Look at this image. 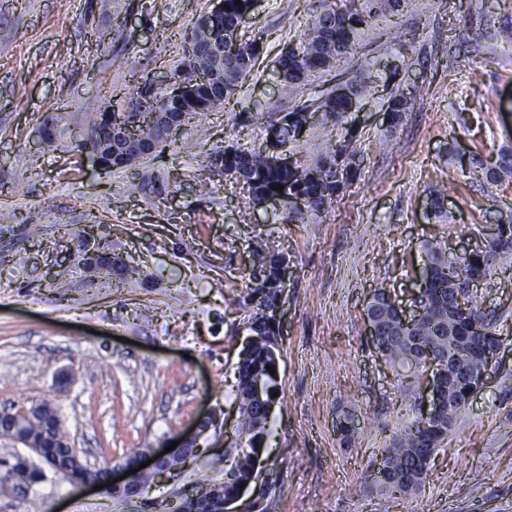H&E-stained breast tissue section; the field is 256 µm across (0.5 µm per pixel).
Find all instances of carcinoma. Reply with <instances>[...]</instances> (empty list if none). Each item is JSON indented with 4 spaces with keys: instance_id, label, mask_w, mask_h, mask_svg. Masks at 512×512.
Wrapping results in <instances>:
<instances>
[{
    "instance_id": "1",
    "label": "carcinoma",
    "mask_w": 512,
    "mask_h": 512,
    "mask_svg": "<svg viewBox=\"0 0 512 512\" xmlns=\"http://www.w3.org/2000/svg\"><path fill=\"white\" fill-rule=\"evenodd\" d=\"M228 11L224 12V34H229L240 19L253 10V0H223ZM404 0H362L360 6L337 10L334 8L315 11L306 37L296 45H288L282 52L288 53V76L281 79L282 89L294 92L310 76L332 68L342 58L352 54L355 43L364 34V29L379 20H386L401 10ZM215 39L210 28L194 24L186 38L184 49L206 50ZM263 52L261 38L249 39L236 46L231 41L224 42V75L217 82L193 83L192 77L178 67L170 71L171 78L188 82L192 87L179 102L162 96L147 98L139 94L134 99L136 115L147 129L156 152H163L172 144V134L154 124L155 112H189L195 116L224 108V103L236 92L238 86L255 67ZM359 92L353 87L331 91L313 104L301 103L291 108L281 118L280 145L297 142L308 124V116L321 112L328 121H340L343 115L358 105ZM414 97L403 92L391 95L388 110L392 119L398 121L410 111ZM351 139L336 142L323 156L309 164L297 160L288 167H276L256 149H240L234 146L224 148L214 158L215 167L224 177L248 186L250 200L255 205L264 203L267 198L301 194L309 198L308 210L315 215L328 211L345 185L357 175L356 151L349 149ZM139 150V145L125 138H115L112 155L100 156L101 165L108 169L122 168L127 158ZM504 175H512V151L501 153L497 168L487 170L486 178L495 181ZM284 186L278 192L272 185ZM512 250L502 248L493 252H473L450 265L444 259L442 246L433 243L423 245L424 262L430 263L432 277L424 280L426 318L412 328H402L393 311V298L386 289L375 290L367 314L377 320L379 341L375 349L382 358L393 365L405 367L406 356L416 351L424 357H433L448 369V351L458 349L457 337L467 336L473 344L481 345L475 352L465 346L464 357L471 364L482 359L486 348L501 345V339L493 328V318L479 308L469 292L463 288L461 274L468 279H482L490 268V261L499 253ZM277 275L270 269L262 280L250 287L243 300L248 313L244 321L246 331L258 337L240 359L238 365L236 403L238 404L239 429L246 432V443L241 448H227L224 454L216 455L205 462L203 472L195 481L199 484L213 482L206 472H224V486L217 492L234 494L246 483L257 463L255 448L274 436L270 425V414L263 405L247 398L251 385L259 376H270L269 369L276 366L281 358V349L274 330L265 319L264 311L274 307L277 297ZM466 305L468 315L462 317L452 311L458 301ZM474 387L473 378L462 374L452 383L451 394L460 401L459 410L466 409L465 399ZM452 428L448 427V412L433 421L425 422L415 416L407 424L400 437L394 439L391 447L382 452V468L378 470V480L382 489L389 495L409 496L420 490L428 468V459L435 450L443 447ZM44 462L53 470L64 469L74 476L89 475L83 461L68 456L62 448L45 450ZM34 483L33 471L16 465L0 473V491L10 490Z\"/></svg>"
}]
</instances>
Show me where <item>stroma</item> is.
Listing matches in <instances>:
<instances>
[{
  "instance_id": "1",
  "label": "stroma",
  "mask_w": 512,
  "mask_h": 512,
  "mask_svg": "<svg viewBox=\"0 0 512 512\" xmlns=\"http://www.w3.org/2000/svg\"><path fill=\"white\" fill-rule=\"evenodd\" d=\"M215 0H0V408L48 402L94 469L189 438L214 420L178 480L123 500L77 489L52 469L0 495V512H169L213 450L237 442L234 412L242 297L258 250L288 260L278 342V437L238 503L255 512H512V252L470 290L502 339L486 388L434 452L415 496L395 498L372 476L384 448L420 403L425 375L400 376L377 354L366 308L375 289L412 306L422 246L483 247L512 213V175L477 173L512 150V46L489 35L512 26V0H407L398 24H373L338 63L286 95L282 47L299 41L316 0H255L246 36L264 50L223 111L190 120L163 154L120 170L79 157L68 137L37 143L45 124L87 123L89 101L111 92L125 107L184 56L196 17ZM361 83L368 93L337 125L315 116L299 155L354 132L356 179L332 210L283 224L246 187L213 172L229 145L255 149L294 100ZM416 98L400 122L390 93ZM155 193L142 192L144 178ZM441 193V214L431 196ZM99 228L103 242L146 273L89 280L70 261L62 225ZM71 380L60 385L61 372ZM357 425L344 438L339 420Z\"/></svg>"
}]
</instances>
